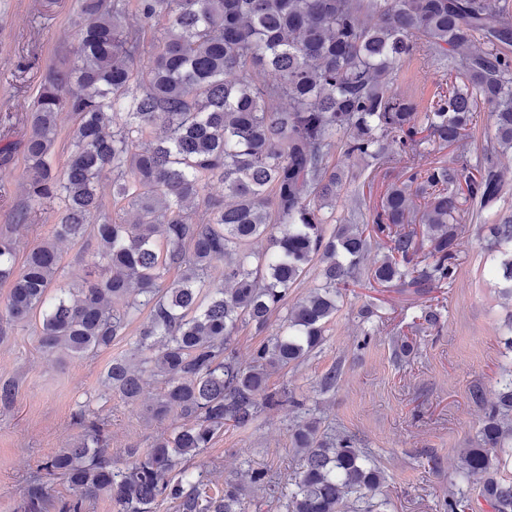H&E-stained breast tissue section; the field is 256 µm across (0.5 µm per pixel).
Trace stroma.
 Returning a JSON list of instances; mask_svg holds the SVG:
<instances>
[{"instance_id":"1","label":"stroma","mask_w":512,"mask_h":512,"mask_svg":"<svg viewBox=\"0 0 512 512\" xmlns=\"http://www.w3.org/2000/svg\"><path fill=\"white\" fill-rule=\"evenodd\" d=\"M77 46L75 0H0V116L12 114V128L0 126V141L19 140L41 80L70 63ZM22 153H15L0 179V236L17 238V261L51 235L56 205H48L19 229L16 211L25 203ZM488 230L467 220L459 240L461 265L449 288L419 293L387 289L360 280L346 292L330 322L327 341L303 365L271 373L270 386L288 387L325 426L352 436L383 471L384 512H440L439 503L456 479L458 458L476 436L485 411L498 394L503 370H512L507 335L512 303L500 298L490 273L493 256L485 249ZM58 283H78L96 248L93 237L58 244ZM442 308L438 327L419 333L417 346L402 355L398 342L421 308ZM371 306L379 331L362 344L360 310ZM138 317L111 347L74 358L44 350L36 320L0 319V385L12 387L0 401V512H20L38 466L79 440L82 427L72 415L85 408L103 422L113 456L125 448L149 447L167 424L152 419L149 408L162 391L149 380L140 399L127 403L103 393L101 380L112 358L132 357L146 324ZM342 376L335 390L320 392L318 381L331 367ZM299 415L291 407L263 413L250 428L225 427L210 448L197 456L196 469L216 470L241 487L248 512H282L279 502L256 493L250 471L262 469L292 482L301 457L291 445Z\"/></svg>"}]
</instances>
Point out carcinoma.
Masks as SVG:
<instances>
[{
	"instance_id": "1",
	"label": "carcinoma",
	"mask_w": 512,
	"mask_h": 512,
	"mask_svg": "<svg viewBox=\"0 0 512 512\" xmlns=\"http://www.w3.org/2000/svg\"><path fill=\"white\" fill-rule=\"evenodd\" d=\"M78 46L70 66L36 90L24 141L27 206L16 226L60 201L54 237L17 268V242L0 237L6 316H42L39 341L84 357L106 349L144 310L138 360L116 357L104 393L140 398L145 376L164 389L150 409L183 423L146 449L112 457L104 427L86 409L85 434L42 469L64 477L73 495L57 512H84L100 494L116 512H245L239 485L220 487L191 460L231 425L247 429L267 410L306 415L293 434L302 454L291 486L252 472L285 512H379L382 475L349 436L320 434V420L270 372L295 367L326 342L327 326L357 282L373 245L386 254L370 270L381 285L451 287L460 265L464 204L489 225L492 272L512 298V217L494 210L505 188L500 156L512 150V0H76ZM154 45L139 65L145 42ZM438 59L448 72L431 93L403 92L405 62ZM493 134L474 161H435L428 142L467 150L481 112ZM74 118L70 154L55 167L59 113ZM366 167L396 161L371 219L363 199L336 207L348 172L336 153ZM112 173V202L136 210L132 224L102 214L99 178ZM224 186V198L204 195ZM97 252L71 288L50 295L60 270L58 240L87 233ZM266 239L269 247L252 245ZM320 284L288 304L309 270ZM224 267V283L209 281ZM274 332L242 365L239 326ZM512 456V371L459 457L461 482L482 484L492 512H512V481L495 474ZM35 479L22 512H44Z\"/></svg>"
}]
</instances>
